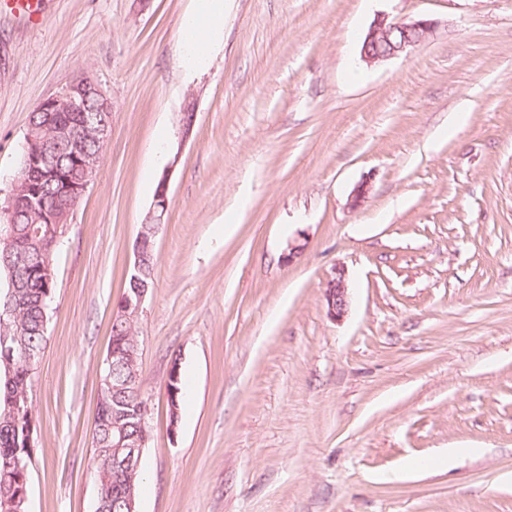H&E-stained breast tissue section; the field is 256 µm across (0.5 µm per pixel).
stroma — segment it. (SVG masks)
Returning <instances> with one entry per match:
<instances>
[{
  "label": "stroma",
  "instance_id": "1",
  "mask_svg": "<svg viewBox=\"0 0 512 512\" xmlns=\"http://www.w3.org/2000/svg\"><path fill=\"white\" fill-rule=\"evenodd\" d=\"M193 6L49 0L35 25L0 8V208L42 100L86 75L112 101L53 261L29 512H95L99 369L170 162L138 512H512V0H224L199 69ZM381 15L434 28L369 66ZM447 448L466 451L451 468ZM174 163H169L166 169L164 170L158 187L155 192L154 202H153V212L156 214L155 219L150 222H145L143 224V230L140 232L134 246V262L133 265L136 270L140 269L141 266V258H142V249L144 246V240H148V235L146 234V229L148 228V224L152 225L150 232L154 233L155 229L159 224H163L162 216L167 212L169 208V197H168V188L170 181V172L172 173V169L174 168ZM160 213V214H159ZM328 314L335 318H342L349 307L348 288L345 283L344 273L338 272L332 277L326 288Z\"/></svg>",
  "mask_w": 512,
  "mask_h": 512
}]
</instances>
